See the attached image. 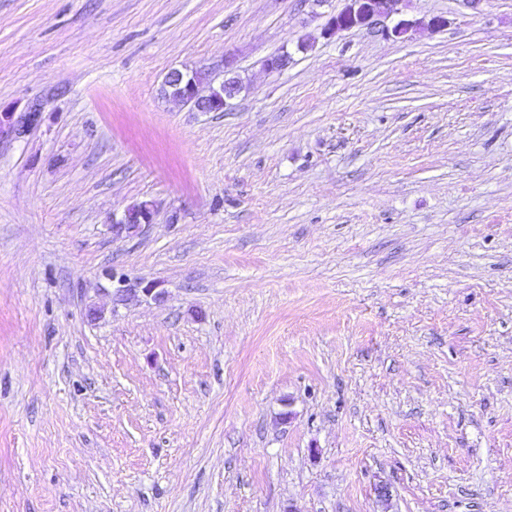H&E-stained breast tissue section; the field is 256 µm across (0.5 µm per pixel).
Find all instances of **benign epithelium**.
Wrapping results in <instances>:
<instances>
[{"label": "benign epithelium", "instance_id": "obj_1", "mask_svg": "<svg viewBox=\"0 0 512 512\" xmlns=\"http://www.w3.org/2000/svg\"><path fill=\"white\" fill-rule=\"evenodd\" d=\"M403 0H377L368 4L364 0H346L344 8L337 13L327 15L324 26L325 35L332 37L340 31L353 28L368 30L380 29L388 38H401L412 29L426 26L431 29H440L446 25V19L434 16L428 21H410L400 18ZM164 85L182 88L181 103H190L199 112H214L227 105V100L235 94L230 85L219 84V89L208 86L207 93H202L200 82L195 79L194 72L174 69L168 72ZM39 109L34 107L20 117H14L12 112L0 113V135L13 134L23 136L29 128L38 121ZM133 210L127 207L119 216H112L113 234L120 236L135 231L137 226L132 224Z\"/></svg>", "mask_w": 512, "mask_h": 512}]
</instances>
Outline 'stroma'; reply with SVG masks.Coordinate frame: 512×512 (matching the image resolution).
Here are the masks:
<instances>
[{
  "label": "stroma",
  "instance_id": "35a3bbf8",
  "mask_svg": "<svg viewBox=\"0 0 512 512\" xmlns=\"http://www.w3.org/2000/svg\"><path fill=\"white\" fill-rule=\"evenodd\" d=\"M344 5L0 0V512H512V0ZM364 1L365 0H347L341 11L326 15L327 21L324 26L325 35L332 37L340 31L353 28H365L368 30H376L378 28L377 31H381L384 36L398 39L419 26L440 29L446 25L445 18L434 16L427 22L423 20L410 21L399 19L392 26H389L386 24V21L392 20L402 14L403 0ZM370 4L373 6H370ZM163 85L182 87L183 98L176 101L191 103L198 112H216L218 109H223L227 105L226 100L231 99L235 94L234 88L230 85H226L224 89V81L218 85L220 92H217L213 85H209L207 93L202 94L201 82L195 79L194 71L171 70L166 75ZM164 86L162 92L165 96H169L172 90ZM39 111L40 109L36 107L31 108L17 119H14L13 112H1L0 135L6 133L17 137L23 136L38 121Z\"/></svg>",
  "mask_w": 512,
  "mask_h": 512
}]
</instances>
